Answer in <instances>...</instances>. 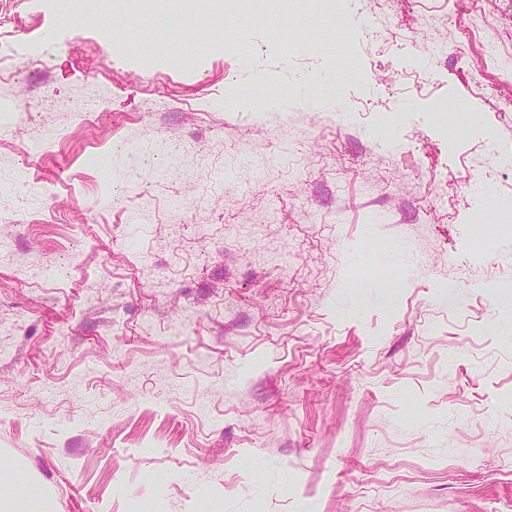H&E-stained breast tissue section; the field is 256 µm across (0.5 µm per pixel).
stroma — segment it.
I'll list each match as a JSON object with an SVG mask.
<instances>
[{
  "label": "stroma",
  "mask_w": 512,
  "mask_h": 512,
  "mask_svg": "<svg viewBox=\"0 0 512 512\" xmlns=\"http://www.w3.org/2000/svg\"><path fill=\"white\" fill-rule=\"evenodd\" d=\"M0 12V471L52 512H512V0Z\"/></svg>",
  "instance_id": "35a3bbf8"
}]
</instances>
